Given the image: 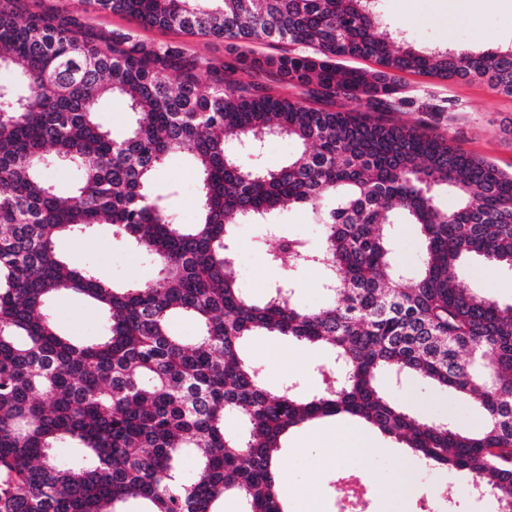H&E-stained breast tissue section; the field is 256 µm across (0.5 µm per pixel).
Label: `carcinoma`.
<instances>
[{"mask_svg":"<svg viewBox=\"0 0 512 512\" xmlns=\"http://www.w3.org/2000/svg\"><path fill=\"white\" fill-rule=\"evenodd\" d=\"M83 10L139 26L178 28L243 46L276 42L266 59L298 88L232 80L173 46L130 33L99 42L64 4L22 17L0 8V512H287L277 459L290 430L355 417L430 465L470 473L479 488L512 486V306L471 291L457 269L471 255L512 268V175L448 139L386 117L413 100L401 74L483 79L512 96V48L418 49L386 29L375 0H81ZM371 58L379 69L344 65ZM123 98L133 123L121 139L98 119ZM366 101L367 116L344 103ZM271 136L299 145L275 169L240 153ZM51 152L76 166L59 193L42 171ZM193 156L199 222L177 224L152 173ZM456 199L439 208L436 194ZM293 203L323 225L314 250L297 238L268 254L282 269L322 271L327 305L299 307L277 286L256 302L240 288L228 244L234 225ZM419 230L423 258L410 285L384 227ZM110 224L151 258V281L118 288L56 249L59 238ZM104 314L101 336L76 342L52 313L61 292ZM176 317L199 328L187 341ZM260 332L326 343L321 391L267 388L245 358ZM391 370L473 400L471 432L429 422L383 391ZM237 418L242 429L228 432ZM59 448H77L69 464ZM196 478L182 479L186 460Z\"/></svg>","mask_w":512,"mask_h":512,"instance_id":"carcinoma-1","label":"carcinoma"}]
</instances>
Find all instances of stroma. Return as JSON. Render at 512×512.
<instances>
[{"label": "stroma", "instance_id": "stroma-1", "mask_svg": "<svg viewBox=\"0 0 512 512\" xmlns=\"http://www.w3.org/2000/svg\"><path fill=\"white\" fill-rule=\"evenodd\" d=\"M384 21L402 32L415 47L464 45L480 51L512 46V0H378ZM88 34L105 38L117 32L132 33L148 45H176L200 62H220L240 54L250 58L276 57L284 45L257 44L241 49L209 37L177 30L140 27L118 15L81 14ZM403 84L416 101L452 102L451 112H418L407 108L394 113L395 121L418 126L447 138L473 156L512 174V96L497 93L480 80L450 81L437 76L407 73ZM155 193L166 196L173 220L193 224L198 216L197 176L189 154L171 156L152 177ZM280 236L300 238L309 247L320 246L323 233L309 214L284 206L272 218ZM263 224L235 227L230 252L237 280L253 299H263L271 288H291L296 303L315 309L326 303L317 272L298 274L273 267L267 258L275 244ZM387 231L394 244V262L407 276H415L423 253L414 225L391 224ZM57 248L68 261L95 268L119 285L143 283L156 275L154 263L131 243L114 237L110 225L98 224L81 237L58 239ZM459 274L473 292L512 306V269L482 257L468 259ZM57 323L71 336L91 341L101 333L99 311L71 293L53 301ZM247 358L257 363L268 388L287 381L299 382L306 391L321 386L320 368L332 360L330 349L309 345L288 336L257 334L244 344ZM387 396L426 420L446 421L470 431L480 430L484 418L468 400L454 391H442L405 378L384 382ZM343 421L326 419L292 433L279 454L278 466L286 479L281 492L289 512H336L337 500L346 498L349 476L370 486L368 512H424V500L439 490L450 494L441 512H505V504L491 492L475 495L470 474L438 469L413 457L401 444L379 439L375 451L336 454V434Z\"/></svg>", "mask_w": 512, "mask_h": 512}]
</instances>
